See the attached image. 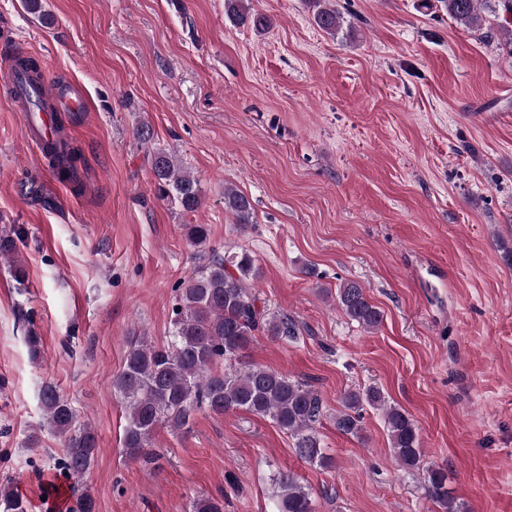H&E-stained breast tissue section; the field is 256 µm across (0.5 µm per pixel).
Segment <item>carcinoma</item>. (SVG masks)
I'll use <instances>...</instances> for the list:
<instances>
[{
	"instance_id": "cac0c4a2",
	"label": "carcinoma",
	"mask_w": 512,
	"mask_h": 512,
	"mask_svg": "<svg viewBox=\"0 0 512 512\" xmlns=\"http://www.w3.org/2000/svg\"><path fill=\"white\" fill-rule=\"evenodd\" d=\"M458 23L481 30V11L495 16H512V0H439ZM316 25L334 36L343 17L332 0H309ZM224 14L237 27L249 25L261 32L268 18L256 10L251 0H224ZM41 65L33 57L18 58L15 74L30 85ZM51 166L61 179L80 187L77 162L81 158L72 141L52 144ZM156 194L169 199L185 213L201 206L198 180L183 171L164 150L151 154ZM224 209L239 230L254 222L250 199L232 187H224ZM187 240L198 248L190 274L177 285L171 328L165 342L157 344L143 336L131 342L124 365L112 378V388L120 397L126 414L123 450L132 461L149 455L157 428L180 430L193 411L204 408L215 415L244 411L270 418L293 440L295 455L310 466L326 467V454L318 425L324 405L311 385L287 374L256 364L243 357L256 335L295 342L303 326L287 313H270L258 308L251 282L261 277L253 255L245 250L218 251L208 247L210 229L206 224L183 225ZM336 303L351 321L368 331L383 320L381 310L355 281L336 288ZM382 408L390 445L399 466L423 472L431 500L442 512H462L463 506L448 490V467L423 464L419 434L413 419L401 408L385 401L382 392L370 387L344 396L336 412V429L357 437L362 430L361 410ZM43 421L40 427L64 440L62 468L71 477L84 475L99 452L97 434L79 421V413L48 383L41 391ZM276 512H316L313 493L290 472L272 478ZM0 512H27L24 501L10 488H0Z\"/></svg>"
}]
</instances>
